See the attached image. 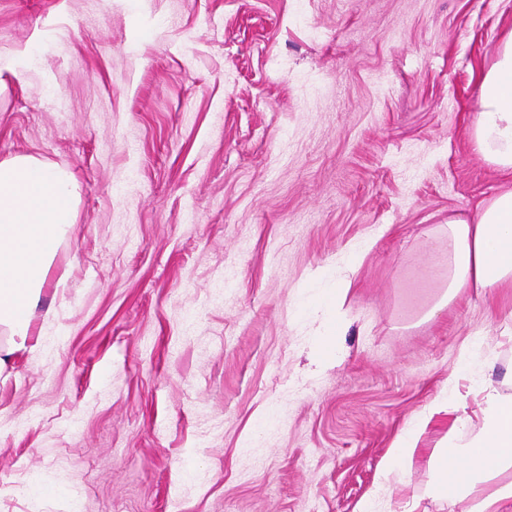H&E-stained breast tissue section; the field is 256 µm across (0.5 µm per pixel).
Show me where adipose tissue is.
I'll use <instances>...</instances> for the list:
<instances>
[{"label": "adipose tissue", "instance_id": "obj_1", "mask_svg": "<svg viewBox=\"0 0 512 512\" xmlns=\"http://www.w3.org/2000/svg\"><path fill=\"white\" fill-rule=\"evenodd\" d=\"M472 138L485 161L512 174V31L483 73ZM79 193L71 171L31 154L0 161V375L32 348V320L59 246L77 219ZM448 294L512 284V187L481 202L474 215L448 217ZM504 388L487 381L467 394L435 402L396 440L390 467L425 462L432 497L464 512H512V373ZM475 410H468V402ZM448 432L433 447L420 442L435 415Z\"/></svg>", "mask_w": 512, "mask_h": 512}]
</instances>
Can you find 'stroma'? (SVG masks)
<instances>
[{"mask_svg": "<svg viewBox=\"0 0 512 512\" xmlns=\"http://www.w3.org/2000/svg\"><path fill=\"white\" fill-rule=\"evenodd\" d=\"M512 0H0V160L69 168L34 351L0 382V512H463L379 470L512 288L432 319ZM331 343L324 356L323 343Z\"/></svg>", "mask_w": 512, "mask_h": 512, "instance_id": "1", "label": "stroma"}]
</instances>
